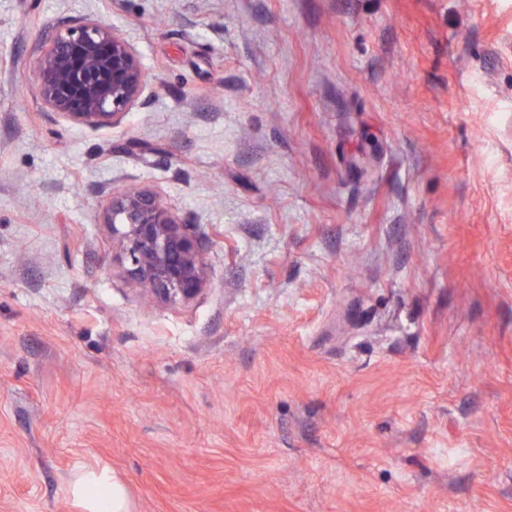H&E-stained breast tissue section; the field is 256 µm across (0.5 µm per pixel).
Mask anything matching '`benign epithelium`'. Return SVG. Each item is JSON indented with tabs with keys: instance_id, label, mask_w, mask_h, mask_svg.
<instances>
[{
	"instance_id": "benign-epithelium-1",
	"label": "benign epithelium",
	"mask_w": 512,
	"mask_h": 512,
	"mask_svg": "<svg viewBox=\"0 0 512 512\" xmlns=\"http://www.w3.org/2000/svg\"><path fill=\"white\" fill-rule=\"evenodd\" d=\"M42 99L67 121L114 125L142 95L147 75L130 41L106 22L86 18L47 38L35 63ZM105 224L124 277L166 302H189L206 286L201 247L147 188L112 193Z\"/></svg>"
}]
</instances>
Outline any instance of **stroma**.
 Listing matches in <instances>:
<instances>
[{
	"label": "stroma",
	"mask_w": 512,
	"mask_h": 512,
	"mask_svg": "<svg viewBox=\"0 0 512 512\" xmlns=\"http://www.w3.org/2000/svg\"><path fill=\"white\" fill-rule=\"evenodd\" d=\"M98 18L148 76L44 105ZM196 233L147 302L113 192ZM512 512V0H0V512ZM35 72L50 110L88 127L119 123L147 84L127 37L95 18L48 36ZM105 223L112 231L124 277L166 302H189L206 286L201 247L147 188L113 192ZM72 494L87 512H125L123 487L107 472H86L72 485Z\"/></svg>",
	"instance_id": "obj_1"
}]
</instances>
